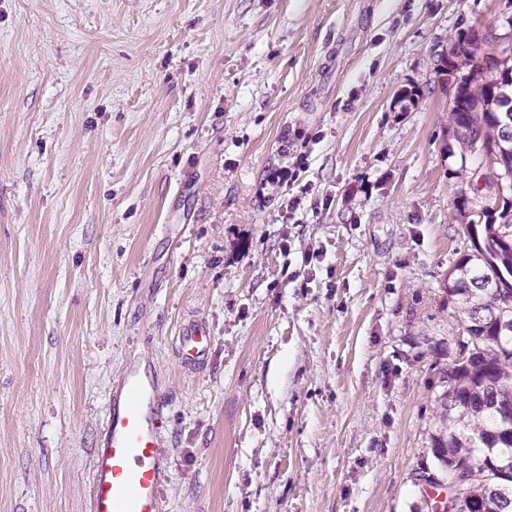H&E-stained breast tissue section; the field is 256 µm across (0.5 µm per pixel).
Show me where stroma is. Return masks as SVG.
<instances>
[{
	"instance_id": "35a3bbf8",
	"label": "stroma",
	"mask_w": 512,
	"mask_h": 512,
	"mask_svg": "<svg viewBox=\"0 0 512 512\" xmlns=\"http://www.w3.org/2000/svg\"><path fill=\"white\" fill-rule=\"evenodd\" d=\"M509 32L512 0H0V512H90L134 361L164 512H427L485 161L440 60ZM210 336L202 322H189L179 336V356L184 365H195L205 359Z\"/></svg>"
}]
</instances>
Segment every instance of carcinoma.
<instances>
[{"instance_id": "1", "label": "carcinoma", "mask_w": 512, "mask_h": 512, "mask_svg": "<svg viewBox=\"0 0 512 512\" xmlns=\"http://www.w3.org/2000/svg\"><path fill=\"white\" fill-rule=\"evenodd\" d=\"M469 72L456 83L458 111L450 113L459 147L471 150L481 134L487 157L499 171L512 174V129L493 120L502 105L496 92L512 96V52L496 69L477 68L469 54ZM459 221L475 229L470 253L453 267L445 283L462 315L460 362L443 371L453 386L441 394L440 412L429 434L433 457L446 468H462L467 497L477 512H512V190L495 213L466 214ZM497 453H488V448Z\"/></svg>"}]
</instances>
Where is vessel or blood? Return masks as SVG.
I'll list each match as a JSON object with an SVG mask.
<instances>
[{
    "label": "vessel or blood",
    "instance_id": "obj_1",
    "mask_svg": "<svg viewBox=\"0 0 512 512\" xmlns=\"http://www.w3.org/2000/svg\"><path fill=\"white\" fill-rule=\"evenodd\" d=\"M209 341L202 322L185 325L178 350L183 364L203 361ZM166 427L152 368L130 367L112 394L104 434L93 452L91 512H163L167 470L161 442Z\"/></svg>",
    "mask_w": 512,
    "mask_h": 512
}]
</instances>
